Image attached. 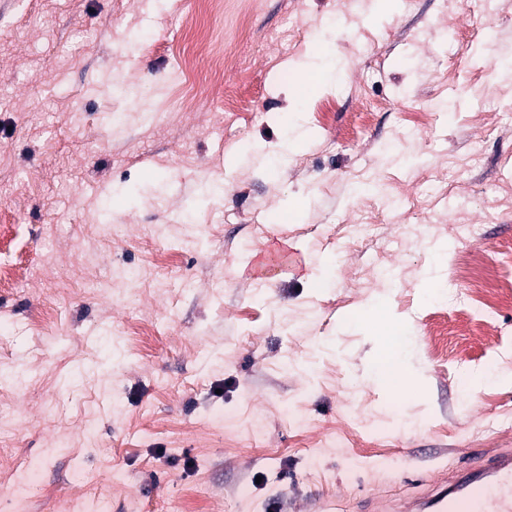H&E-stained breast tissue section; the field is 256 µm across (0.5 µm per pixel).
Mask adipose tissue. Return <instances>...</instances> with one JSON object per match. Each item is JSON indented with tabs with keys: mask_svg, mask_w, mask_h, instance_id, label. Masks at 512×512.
<instances>
[{
	"mask_svg": "<svg viewBox=\"0 0 512 512\" xmlns=\"http://www.w3.org/2000/svg\"><path fill=\"white\" fill-rule=\"evenodd\" d=\"M292 70L296 83L307 91L334 83L338 74L335 64L327 62L319 44L311 45L304 58L293 63ZM404 331V325L397 322L383 325L384 347L367 369L371 381L393 393L410 392L419 387L418 377L402 361L400 339Z\"/></svg>",
	"mask_w": 512,
	"mask_h": 512,
	"instance_id": "adipose-tissue-1",
	"label": "adipose tissue"
}]
</instances>
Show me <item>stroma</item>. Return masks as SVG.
<instances>
[{
  "mask_svg": "<svg viewBox=\"0 0 512 512\" xmlns=\"http://www.w3.org/2000/svg\"><path fill=\"white\" fill-rule=\"evenodd\" d=\"M371 5L222 0L200 49L201 0H0V239L29 269L0 287L24 377L0 382V475L42 458L29 512H79L115 470L112 512H411L421 473L512 448V385L485 379L512 375V293L469 309L484 267L512 277V6ZM315 42L342 72L299 101L285 63ZM460 224L459 286L429 296ZM390 318L421 380L399 397L366 375Z\"/></svg>",
  "mask_w": 512,
  "mask_h": 512,
  "instance_id": "obj_1",
  "label": "stroma"
}]
</instances>
